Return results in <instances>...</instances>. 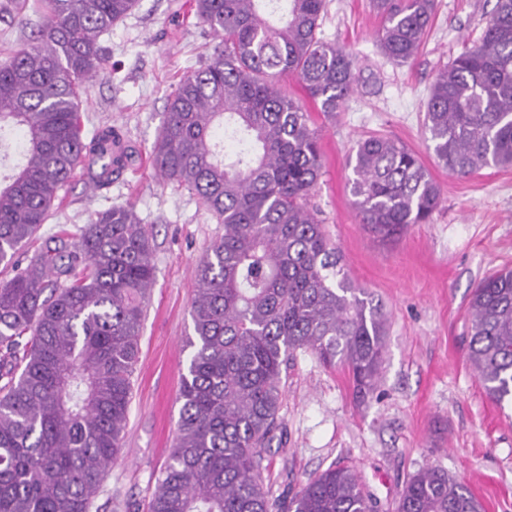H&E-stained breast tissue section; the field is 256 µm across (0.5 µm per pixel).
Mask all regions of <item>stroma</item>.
Returning a JSON list of instances; mask_svg holds the SVG:
<instances>
[{
	"instance_id": "obj_1",
	"label": "stroma",
	"mask_w": 512,
	"mask_h": 512,
	"mask_svg": "<svg viewBox=\"0 0 512 512\" xmlns=\"http://www.w3.org/2000/svg\"><path fill=\"white\" fill-rule=\"evenodd\" d=\"M496 0H435L433 23L416 58L397 64L382 52L384 20L372 0H326L320 36L350 51L357 89L333 116L313 112L323 169L310 204L350 280L378 304L387 323L380 380L366 398L347 372L297 351L282 372L279 443L264 453L273 496L296 493L331 466L351 468L388 512L407 478L434 463L464 482L485 512H512V403L496 404L465 358L468 305L483 277L512 266V167L459 179L427 148L425 103L437 74L479 40ZM22 12L24 24L13 16ZM42 22L32 6L0 0V61L28 42ZM100 42L109 72L83 97L85 133L110 127L136 151L109 189L85 175L59 193L52 215L23 248L31 255L60 228L96 212L134 207L153 235L156 277L140 339L123 448L104 482L114 512H147L156 479L175 442L181 377L191 350L194 268L223 225L188 189L157 177L148 153L167 99L187 72L205 62L212 37L194 0H139ZM392 136L415 150L439 184L431 219L382 245L352 208L347 164L356 142Z\"/></svg>"
}]
</instances>
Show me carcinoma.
<instances>
[{
	"label": "carcinoma",
	"mask_w": 512,
	"mask_h": 512,
	"mask_svg": "<svg viewBox=\"0 0 512 512\" xmlns=\"http://www.w3.org/2000/svg\"><path fill=\"white\" fill-rule=\"evenodd\" d=\"M36 41L0 65V512H112L97 503L123 447L132 375L155 280L152 236L131 207L110 208L17 252L82 168L108 188L134 161L112 129L83 136L81 97L107 69L101 36L137 0H41ZM380 45L419 51L435 0H373ZM215 40L168 99L150 161L224 225L196 267L193 348L178 434L149 512H375L356 474L331 467L271 497L262 465L279 429L281 373L298 350L347 371L355 397L378 382L385 319L339 267L309 198L323 167L306 108L282 94L292 74L324 113L354 92L355 59L318 36L326 0H195ZM436 164L470 177L512 166V0H496L482 38L429 88ZM236 150L226 151V143ZM353 205L387 245L424 224L441 189L420 156L384 135L359 139ZM466 359L489 397H512V268L481 279ZM392 512H483L436 465L412 474Z\"/></svg>",
	"instance_id": "cac0c4a2"
}]
</instances>
